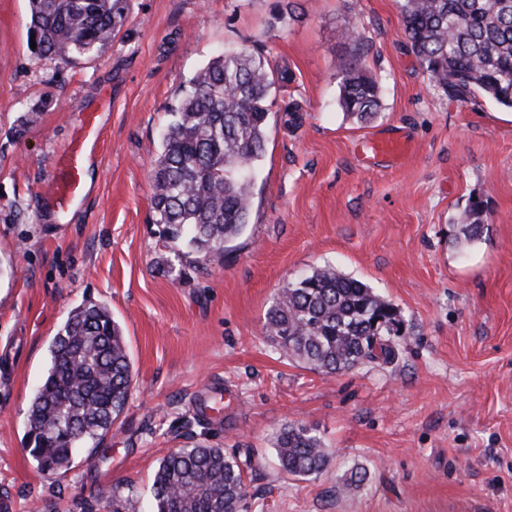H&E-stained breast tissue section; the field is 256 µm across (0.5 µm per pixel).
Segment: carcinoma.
<instances>
[{"mask_svg":"<svg viewBox=\"0 0 512 512\" xmlns=\"http://www.w3.org/2000/svg\"><path fill=\"white\" fill-rule=\"evenodd\" d=\"M403 32L419 65L451 98L480 95L512 109V0H396ZM28 35L34 66L67 65L97 57L122 31L127 0H28ZM353 54L336 61L339 103L361 123L381 108L379 86L362 67L365 48L351 27ZM276 80L265 58L247 47L210 59L181 89L154 161L151 203L159 235L182 247L178 256L206 264L224 252L249 224L252 173L263 155ZM488 223L474 201L462 233L478 238ZM402 326L400 312L364 282L333 266L315 268L281 289L270 306L266 333L288 357L334 377L365 363L397 357L393 334L375 332L374 319ZM132 367L122 329L109 309L76 307L53 337L50 363L30 399L29 435L41 471L67 469L90 442L108 433L127 405ZM279 474L319 475L328 448L307 428L284 425L275 436ZM250 453L228 455L195 445L164 456L152 481L147 512H242ZM368 470L354 466L345 485L360 488ZM112 512H133L132 491L116 484Z\"/></svg>","mask_w":512,"mask_h":512,"instance_id":"cac0c4a2","label":"carcinoma"}]
</instances>
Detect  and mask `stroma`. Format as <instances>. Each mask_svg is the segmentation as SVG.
Instances as JSON below:
<instances>
[{
  "label": "stroma",
  "instance_id": "stroma-1",
  "mask_svg": "<svg viewBox=\"0 0 512 512\" xmlns=\"http://www.w3.org/2000/svg\"><path fill=\"white\" fill-rule=\"evenodd\" d=\"M27 20V0H0V512H80L116 484L146 502L160 459L195 444L254 456L248 512H512V111L431 82L395 0H129L101 56L40 69ZM349 25L382 90L363 124L338 106ZM242 46L287 78L250 222L201 268L160 239L150 171L180 86ZM86 112L100 130L85 195L61 210L49 185ZM372 137L411 149L369 165L359 148ZM475 199L490 220L467 243ZM327 264L400 310L394 365L326 378L266 336L279 289ZM88 301L123 330L131 393L93 456L48 475L30 452V396L53 336ZM227 393L231 406L211 411ZM287 423L327 444L319 476L278 474ZM356 465L368 481L342 491Z\"/></svg>",
  "mask_w": 512,
  "mask_h": 512
}]
</instances>
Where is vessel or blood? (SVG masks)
Returning a JSON list of instances; mask_svg holds the SVG:
<instances>
[{
	"label": "vessel or blood",
	"mask_w": 512,
	"mask_h": 512,
	"mask_svg": "<svg viewBox=\"0 0 512 512\" xmlns=\"http://www.w3.org/2000/svg\"><path fill=\"white\" fill-rule=\"evenodd\" d=\"M97 139V120L86 114L80 121L76 138L61 156L57 174L50 192L61 208L78 201L85 191L84 173L87 164V145ZM409 150V144L400 139L371 138L362 145L363 154L372 160L383 157L398 159Z\"/></svg>",
	"instance_id": "1"
}]
</instances>
